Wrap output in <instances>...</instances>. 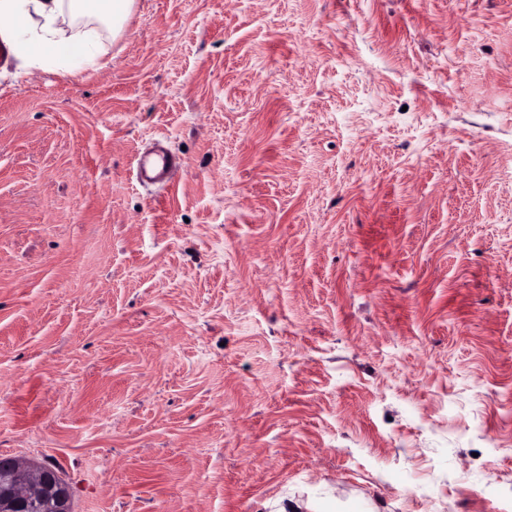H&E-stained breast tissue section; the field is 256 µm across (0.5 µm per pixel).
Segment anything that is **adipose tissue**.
Here are the masks:
<instances>
[{
	"instance_id": "1",
	"label": "adipose tissue",
	"mask_w": 512,
	"mask_h": 512,
	"mask_svg": "<svg viewBox=\"0 0 512 512\" xmlns=\"http://www.w3.org/2000/svg\"><path fill=\"white\" fill-rule=\"evenodd\" d=\"M134 0H0V40L21 69L58 57L69 74L97 68L103 33L119 34Z\"/></svg>"
}]
</instances>
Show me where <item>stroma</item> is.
<instances>
[{
  "label": "stroma",
  "mask_w": 512,
  "mask_h": 512,
  "mask_svg": "<svg viewBox=\"0 0 512 512\" xmlns=\"http://www.w3.org/2000/svg\"><path fill=\"white\" fill-rule=\"evenodd\" d=\"M105 50L0 67V457L72 512H500L512 0H136ZM184 167V163L175 156L159 152L152 158L140 163V174L148 179H163L177 173Z\"/></svg>",
  "instance_id": "obj_1"
}]
</instances>
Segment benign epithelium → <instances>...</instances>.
Segmentation results:
<instances>
[{"mask_svg": "<svg viewBox=\"0 0 512 512\" xmlns=\"http://www.w3.org/2000/svg\"><path fill=\"white\" fill-rule=\"evenodd\" d=\"M15 463L14 477L5 482L0 495V512H26L35 498L51 512H70V488L53 469L20 459Z\"/></svg>", "mask_w": 512, "mask_h": 512, "instance_id": "7a95c632", "label": "benign epithelium"}]
</instances>
